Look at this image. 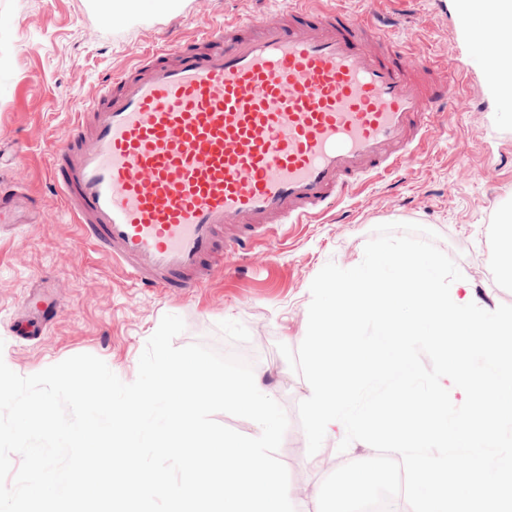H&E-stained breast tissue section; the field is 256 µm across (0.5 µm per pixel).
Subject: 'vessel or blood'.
<instances>
[{
    "instance_id": "b4317fda",
    "label": "vessel or blood",
    "mask_w": 512,
    "mask_h": 512,
    "mask_svg": "<svg viewBox=\"0 0 512 512\" xmlns=\"http://www.w3.org/2000/svg\"><path fill=\"white\" fill-rule=\"evenodd\" d=\"M273 2L261 18L146 51L50 148L81 238L137 287H200L225 254L274 245L283 225L398 171L448 101L423 52L373 17ZM466 29L482 49L512 41L492 14Z\"/></svg>"
}]
</instances>
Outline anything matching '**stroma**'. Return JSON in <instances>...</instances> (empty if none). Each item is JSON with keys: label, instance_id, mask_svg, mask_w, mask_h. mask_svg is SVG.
Instances as JSON below:
<instances>
[{"label": "stroma", "instance_id": "1", "mask_svg": "<svg viewBox=\"0 0 512 512\" xmlns=\"http://www.w3.org/2000/svg\"><path fill=\"white\" fill-rule=\"evenodd\" d=\"M329 3L355 18H386L391 36L423 47L437 74L461 84L460 93L442 106L418 162L354 187L339 208L312 223L286 228L273 272L254 255L228 256L203 287L181 294L134 286L111 255L81 240L49 178L48 146L62 142L75 113L143 52L192 40L213 19L258 16L261 0H179L163 12L154 0H139L119 28L101 24L98 0H0V183L24 174L25 190L54 213L43 224L19 213L17 224L0 232V359L29 376L91 354L130 383L162 317L180 316L185 329L175 346L200 343L250 363L285 410L289 426L276 456L296 494L295 512H318L324 479L375 455L362 441L339 451L337 434L308 455L298 405L311 387L278 350L282 343L298 349L303 341L310 286L327 262L356 266L377 225L417 223L436 232V246L456 262L479 306L512 305V281L498 275L492 255L494 227L512 209V124L497 89L470 67L479 50L460 23V0ZM462 135L469 140L463 162ZM37 277L61 315L35 332L20 319Z\"/></svg>", "mask_w": 512, "mask_h": 512}]
</instances>
